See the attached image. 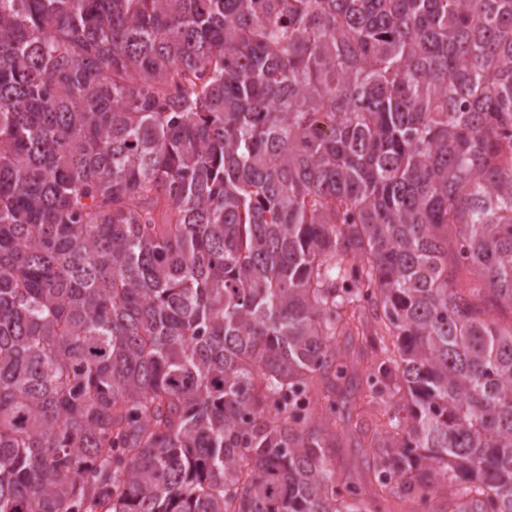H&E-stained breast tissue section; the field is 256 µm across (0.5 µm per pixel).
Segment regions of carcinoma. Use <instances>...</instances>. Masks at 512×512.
<instances>
[{
	"label": "carcinoma",
	"instance_id": "1",
	"mask_svg": "<svg viewBox=\"0 0 512 512\" xmlns=\"http://www.w3.org/2000/svg\"><path fill=\"white\" fill-rule=\"evenodd\" d=\"M495 310L512 0H0V512H512ZM358 383L361 390L354 395L356 402L363 403V408L370 411L373 419L377 416L383 421L391 411L396 409L395 399L387 392H371L364 383L363 386L361 381Z\"/></svg>",
	"mask_w": 512,
	"mask_h": 512
}]
</instances>
